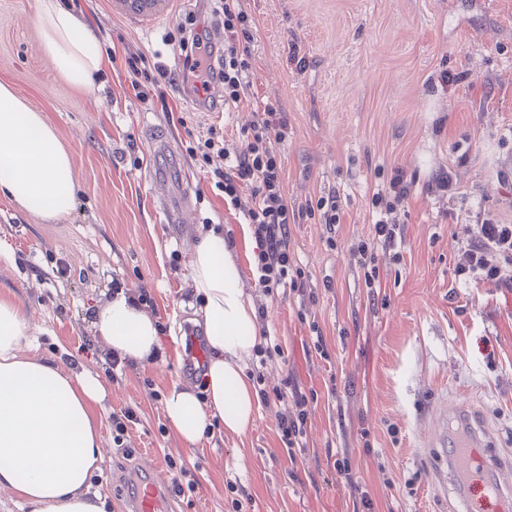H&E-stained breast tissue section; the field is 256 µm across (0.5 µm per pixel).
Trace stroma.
<instances>
[{
  "mask_svg": "<svg viewBox=\"0 0 512 512\" xmlns=\"http://www.w3.org/2000/svg\"><path fill=\"white\" fill-rule=\"evenodd\" d=\"M69 2L108 51L89 92L58 74L36 24L37 0H0V81L42 110L76 183L74 209L50 220L0 197V291L17 298L38 356L90 372L107 390L99 412L106 512H124L110 488L132 464L126 447L195 468L198 489L179 512H234L229 469L253 497L245 512H362L357 486L374 512H456L428 442L451 399L480 413L511 478L512 291L455 280L452 264L466 225L486 213L512 223V0H245L257 26L254 89L285 121L275 147L288 200L336 190L344 211L332 234L314 217L290 227L314 296L264 301L282 348L265 387L290 378L310 399L307 446L293 460L276 401L259 403L243 433L217 431L192 446L163 413L174 384L203 389L202 378L178 370L185 337L177 325L192 319L196 300L189 259L199 225L223 228L243 288L257 289L252 227L188 151L212 128L239 147L248 114L225 110L220 98L193 103L166 41L187 17L205 29L222 19L218 0H160L140 14L123 0ZM142 54L168 70L150 85L149 105L130 87L127 60ZM157 130L176 142L193 182L181 224L166 223L164 188L151 178ZM395 166L416 182L399 215L403 259L381 265L369 288L350 248L368 236L371 194ZM443 171L455 185L447 195L430 186ZM144 287L164 327L161 349L115 379L92 320L114 290L135 296ZM126 409L137 420L119 447L110 416ZM340 450L346 476L333 466Z\"/></svg>",
  "mask_w": 512,
  "mask_h": 512,
  "instance_id": "35a3bbf8",
  "label": "stroma"
}]
</instances>
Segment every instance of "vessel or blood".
<instances>
[{"instance_id":"1","label":"vessel or blood","mask_w":512,"mask_h":512,"mask_svg":"<svg viewBox=\"0 0 512 512\" xmlns=\"http://www.w3.org/2000/svg\"><path fill=\"white\" fill-rule=\"evenodd\" d=\"M152 150L162 161L158 174L159 182L165 188L161 209L170 224L181 223L188 208L189 187L177 178L179 157L176 145L164 135L154 134ZM205 351L196 333H189L186 339V354L180 366L181 371L190 372L203 364ZM435 453L448 465V471L456 481L454 492L461 504H469L475 491H483L485 498L495 499L500 512H512V493L506 492L498 474V460H491L481 476H473L472 465L477 458V449L486 447L487 441L479 422L473 421L466 406L452 405L443 429L436 435ZM158 466L155 458L140 455L136 469L130 474L128 484L131 497L126 512H177L174 495L168 483L157 478Z\"/></svg>"}]
</instances>
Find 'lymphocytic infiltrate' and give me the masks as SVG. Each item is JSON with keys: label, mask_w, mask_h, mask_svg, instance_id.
Instances as JSON below:
<instances>
[{"label": "lymphocytic infiltrate", "mask_w": 512, "mask_h": 512, "mask_svg": "<svg viewBox=\"0 0 512 512\" xmlns=\"http://www.w3.org/2000/svg\"><path fill=\"white\" fill-rule=\"evenodd\" d=\"M244 2L222 0L223 48H216L205 34L183 24L177 27V47L183 73L190 78L194 90L208 89L213 80H221L225 106L248 110V121L240 130L245 139L243 150L231 151L227 141L214 134L204 139L203 146L223 158V167L213 170L217 186L223 189L228 207L253 229L257 245L254 263L262 294L290 289L303 297L309 282L290 251V226L301 217L316 213L328 230H335L341 221L340 197L332 193L298 205L288 201L282 160L273 146L279 124L277 112L273 104L259 98L251 80L256 23ZM412 187V182L398 170L372 195L371 235L351 251L363 271L366 287L378 282L380 260L395 264L402 258L403 235L397 210L409 200ZM453 272L455 278L468 283L512 288V224L489 216L481 223L467 225L465 243L454 259ZM274 395L281 406L280 440L292 457L306 445L308 399L292 385L275 390Z\"/></svg>", "instance_id": "f902f5d3"}]
</instances>
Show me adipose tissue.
<instances>
[{
    "label": "adipose tissue",
    "instance_id": "1",
    "mask_svg": "<svg viewBox=\"0 0 512 512\" xmlns=\"http://www.w3.org/2000/svg\"><path fill=\"white\" fill-rule=\"evenodd\" d=\"M36 21L46 52L74 88L90 90L105 58L102 44L61 0H38ZM0 195L53 219L75 204L71 158L42 111L0 83ZM202 302L195 320L209 350L204 396L173 386L164 415L187 442L223 426L244 432L257 393L245 370L258 344L253 302L241 286L231 248L218 225L202 229L190 259ZM96 340L134 364L159 353V328L137 300L115 292L95 315ZM35 340L15 297L0 295V488L28 512H104L102 446L96 410L107 392L84 371L34 357Z\"/></svg>",
    "mask_w": 512,
    "mask_h": 512
}]
</instances>
